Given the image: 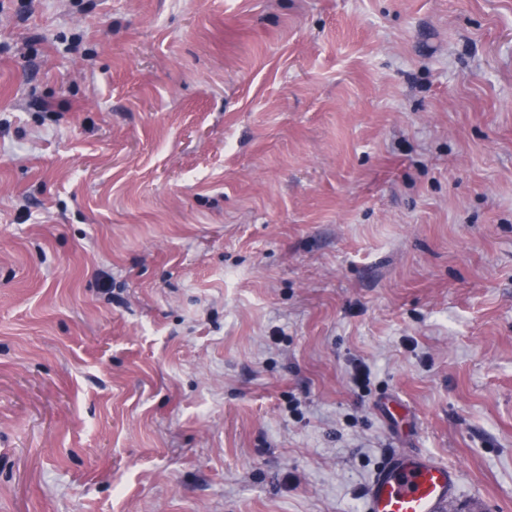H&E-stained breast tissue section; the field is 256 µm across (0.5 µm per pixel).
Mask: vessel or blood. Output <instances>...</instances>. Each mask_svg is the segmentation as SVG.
<instances>
[{
  "mask_svg": "<svg viewBox=\"0 0 512 512\" xmlns=\"http://www.w3.org/2000/svg\"><path fill=\"white\" fill-rule=\"evenodd\" d=\"M460 484L459 470L431 456L393 450L364 492L365 512H444Z\"/></svg>",
  "mask_w": 512,
  "mask_h": 512,
  "instance_id": "1",
  "label": "vessel or blood"
}]
</instances>
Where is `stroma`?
<instances>
[{
    "label": "stroma",
    "instance_id": "obj_1",
    "mask_svg": "<svg viewBox=\"0 0 512 512\" xmlns=\"http://www.w3.org/2000/svg\"><path fill=\"white\" fill-rule=\"evenodd\" d=\"M395 449L512 512V0H0V512Z\"/></svg>",
    "mask_w": 512,
    "mask_h": 512
}]
</instances>
